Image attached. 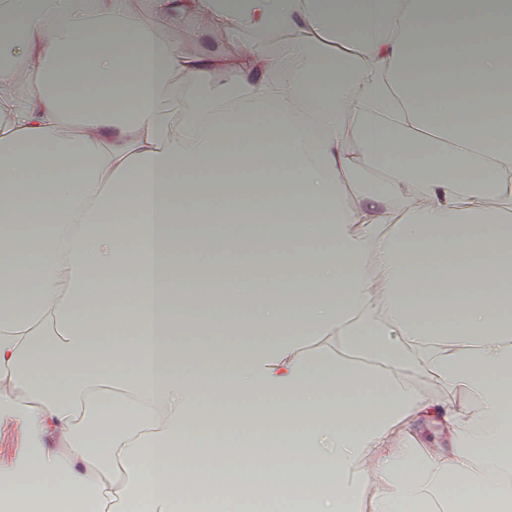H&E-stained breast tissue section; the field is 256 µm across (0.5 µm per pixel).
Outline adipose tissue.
<instances>
[{"mask_svg": "<svg viewBox=\"0 0 512 512\" xmlns=\"http://www.w3.org/2000/svg\"><path fill=\"white\" fill-rule=\"evenodd\" d=\"M0 427L5 512H512V0H0Z\"/></svg>", "mask_w": 512, "mask_h": 512, "instance_id": "1", "label": "adipose tissue"}]
</instances>
